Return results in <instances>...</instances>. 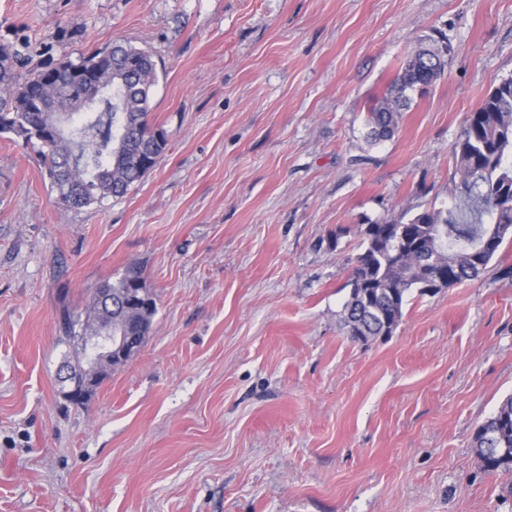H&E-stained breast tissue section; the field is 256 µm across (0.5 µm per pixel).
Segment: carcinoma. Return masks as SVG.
Here are the masks:
<instances>
[{
	"instance_id": "1",
	"label": "carcinoma",
	"mask_w": 512,
	"mask_h": 512,
	"mask_svg": "<svg viewBox=\"0 0 512 512\" xmlns=\"http://www.w3.org/2000/svg\"><path fill=\"white\" fill-rule=\"evenodd\" d=\"M438 32L420 40L382 100L368 112L369 138L390 139L401 112L409 107L416 86H433L444 73L419 70L416 59L426 46L439 45ZM157 65L151 53L115 43L79 62L48 56L34 60L27 39L0 42V136L12 135L38 147L41 164L60 204L81 208L125 196L158 163L167 148L166 132L150 124L151 98ZM106 94L87 110L59 117L60 137L49 132L54 119L39 103L62 99L85 105L100 86ZM466 205L423 211L410 218L388 215L372 222L368 234L358 226L360 252L348 285L365 284L368 298L350 295L343 321L359 324L364 336L391 333L403 316L412 293L433 291L431 273L446 269L448 286L477 277L512 240V78L504 79L484 97L464 126L454 150ZM120 299L134 291L140 304L113 317L128 335L144 343L157 313L156 297L146 287L141 267L129 264L117 284L91 289L83 311L62 309L59 341L81 348L99 317L102 291ZM477 458L487 472L512 470V397L482 425L473 438Z\"/></svg>"
}]
</instances>
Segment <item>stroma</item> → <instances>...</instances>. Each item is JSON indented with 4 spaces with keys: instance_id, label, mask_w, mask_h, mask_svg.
Here are the masks:
<instances>
[{
    "instance_id": "stroma-1",
    "label": "stroma",
    "mask_w": 512,
    "mask_h": 512,
    "mask_svg": "<svg viewBox=\"0 0 512 512\" xmlns=\"http://www.w3.org/2000/svg\"><path fill=\"white\" fill-rule=\"evenodd\" d=\"M435 30L444 76L371 142ZM19 35L75 63L149 51L168 147L71 209L0 137V512H512V472L471 446L512 395V243L390 336L342 322L358 225L461 201L454 147L512 77V0H0V42ZM132 262L151 332L72 406L59 310ZM443 40L448 42L440 32L427 35L420 40L415 52L405 58L399 74L388 87L382 100L368 112L367 122L370 128L368 136L372 142L392 138L398 129L401 112L409 107L412 100L411 94L416 93V86L419 84L424 86V89L417 88L421 95L444 73L448 58L443 61L440 70L436 71H430L428 68L418 70L415 61L424 47L442 44Z\"/></svg>"
}]
</instances>
